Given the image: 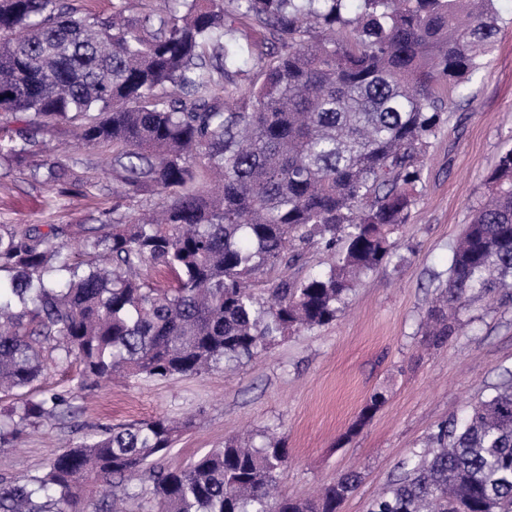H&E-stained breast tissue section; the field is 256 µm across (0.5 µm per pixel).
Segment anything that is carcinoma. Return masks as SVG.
Masks as SVG:
<instances>
[{"instance_id":"carcinoma-1","label":"carcinoma","mask_w":512,"mask_h":512,"mask_svg":"<svg viewBox=\"0 0 512 512\" xmlns=\"http://www.w3.org/2000/svg\"><path fill=\"white\" fill-rule=\"evenodd\" d=\"M115 0L103 18L71 0H0V112L25 115L0 143L22 161L65 128L112 147L113 194L137 204L79 229L0 224V392L53 367L80 388L230 368L335 320L360 276L394 248L421 163L498 31L494 0ZM453 249L426 341L442 346L474 297L512 299V147ZM156 195L159 201L151 202ZM330 258L288 274L310 248ZM279 272L264 294L258 279ZM385 402L375 392L356 431ZM57 392L0 413V444L66 413ZM165 418L85 436L45 472L0 482V512H337L349 472L315 499H270L284 442L232 437L189 464ZM367 512H512V377L410 450Z\"/></svg>"}]
</instances>
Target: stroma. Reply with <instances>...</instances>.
<instances>
[{
    "label": "stroma",
    "mask_w": 512,
    "mask_h": 512,
    "mask_svg": "<svg viewBox=\"0 0 512 512\" xmlns=\"http://www.w3.org/2000/svg\"><path fill=\"white\" fill-rule=\"evenodd\" d=\"M499 32L433 138L422 191L391 257L363 276L332 323L288 337L229 370L169 380L131 377L77 391L78 367L52 370L41 389L74 391L68 414L0 447V480L38 474L100 427L163 416L184 426L164 466L185 465L225 439L270 430L288 448L282 497H307L350 471L361 481L338 512H367L409 449L435 426L461 417L512 370V301L472 299L446 345L427 346L423 322L452 250L500 152L512 147V0H495ZM63 132L39 135L23 162L0 167V224L105 223L115 202L106 147L52 151ZM53 165L74 166L79 184L45 182ZM385 404L356 434L348 429L371 394Z\"/></svg>",
    "instance_id": "1"
}]
</instances>
